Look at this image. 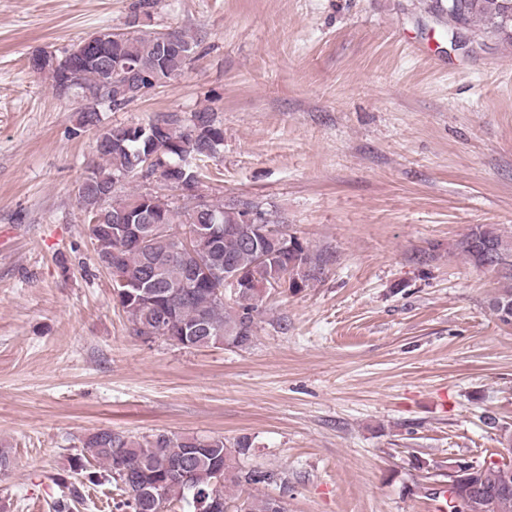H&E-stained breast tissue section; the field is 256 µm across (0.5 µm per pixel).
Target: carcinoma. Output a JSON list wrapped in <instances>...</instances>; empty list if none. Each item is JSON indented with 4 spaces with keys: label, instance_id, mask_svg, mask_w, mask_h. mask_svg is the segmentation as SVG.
<instances>
[{
    "label": "carcinoma",
    "instance_id": "cac0c4a2",
    "mask_svg": "<svg viewBox=\"0 0 512 512\" xmlns=\"http://www.w3.org/2000/svg\"><path fill=\"white\" fill-rule=\"evenodd\" d=\"M429 11L447 17L453 29L497 35L512 43V0H431ZM171 48L163 53L156 32L129 26L121 42L108 48L134 64L135 76L114 72L110 81L87 55L71 50L37 68L50 80L57 94L74 80L70 92L81 98L78 125L95 126L99 109H121L130 101H117V94L130 88L135 78L162 86L179 76L195 53L192 37L170 33ZM224 141V130L213 113L191 114L189 124L175 115H162L146 126L113 127L96 140V160L87 168L78 187V199L87 215V230L98 262L109 271L115 298L127 315L134 334L158 336L187 348L217 347L223 343L248 346L253 337L255 314L267 290L282 283L296 293L319 282L334 261L332 252L314 249L291 234L282 239H258L257 223L246 218L234 202L207 201L199 208L172 207L152 194H117V177L141 173L140 155L160 156L169 164H189V172L201 175L191 165L213 154ZM125 216L135 223L152 222L148 238L135 242L121 234ZM188 242L183 253H174V237ZM466 259L476 267L498 268L512 278V243L492 227L478 225L460 243ZM241 275L245 287L234 294L232 304L218 289L224 273ZM512 306V287L491 299L499 315ZM83 453L75 459V471L88 473L89 482L99 478L115 483L120 491L114 502L117 512H162L175 501L197 512L196 497L245 483L257 485L274 479L267 471H243L237 457L246 455L251 443L244 437L229 447L222 436L169 435L158 433L134 437L100 429L82 440ZM473 484L480 492L458 486V495L471 501V512H512V481L504 483L493 466L477 465ZM57 498L53 512H73L82 499L73 484ZM272 497L242 499L236 512H286L274 510Z\"/></svg>",
    "mask_w": 512,
    "mask_h": 512
}]
</instances>
